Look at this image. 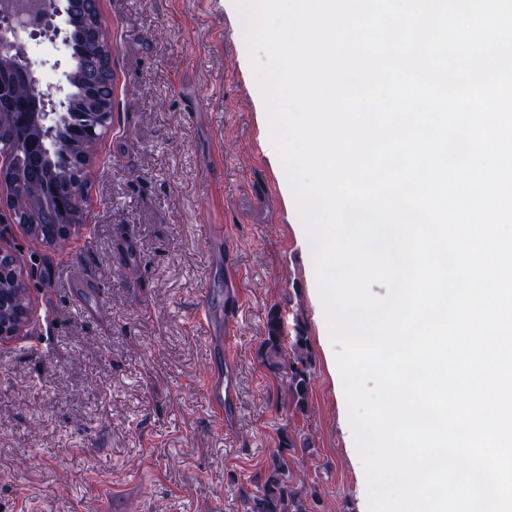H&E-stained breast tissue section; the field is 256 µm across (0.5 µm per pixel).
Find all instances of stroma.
I'll return each mask as SVG.
<instances>
[{
	"mask_svg": "<svg viewBox=\"0 0 512 512\" xmlns=\"http://www.w3.org/2000/svg\"><path fill=\"white\" fill-rule=\"evenodd\" d=\"M117 72L114 122L89 168L88 227L49 246L13 227L36 310L29 336L0 346V512H96L101 488L126 512H243L240 485L281 431L297 451L311 512H361L367 487L344 432L347 409L315 291L229 0H100ZM224 224L212 268L205 226ZM131 236L133 266L117 253ZM90 262L101 293L74 288ZM245 302L216 363L196 312L205 293ZM102 304L104 315L78 304ZM299 313L313 352L306 410L257 357L268 313ZM222 366L232 396L211 405Z\"/></svg>",
	"mask_w": 512,
	"mask_h": 512,
	"instance_id": "35a3bbf8",
	"label": "stroma"
}]
</instances>
